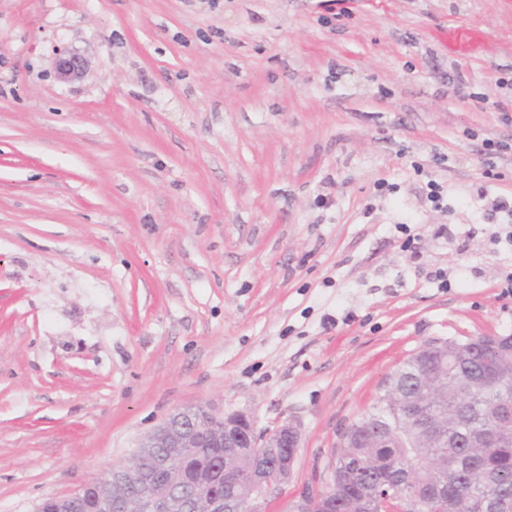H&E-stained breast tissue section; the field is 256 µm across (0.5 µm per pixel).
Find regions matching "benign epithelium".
<instances>
[{
  "label": "benign epithelium",
  "instance_id": "7a95c632",
  "mask_svg": "<svg viewBox=\"0 0 512 512\" xmlns=\"http://www.w3.org/2000/svg\"><path fill=\"white\" fill-rule=\"evenodd\" d=\"M85 61L77 54L63 52L56 61V76L71 81L82 76ZM299 428L292 422L282 424L271 433H259L253 418L244 411L216 414L207 407H189L170 413L161 424L141 436L134 454L125 463L107 470L101 482H88L99 507L128 512L136 503L140 512H228L224 496L203 491L206 481L189 483L179 479L180 470L167 455H156L158 448H173L182 458L195 456L202 448H226L221 461L224 484L240 482V473L229 460L244 446L253 449L247 470V487L251 493L238 498L237 512H266L268 495L287 483L293 474L300 448ZM276 480H271L269 470ZM341 484L331 483L321 489L307 488L296 496L287 512H336V495ZM73 495L49 496L37 512H72ZM417 505L405 495L403 485H390L377 503L379 512H414Z\"/></svg>",
  "mask_w": 512,
  "mask_h": 512
}]
</instances>
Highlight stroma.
Listing matches in <instances>:
<instances>
[{
	"label": "stroma",
	"mask_w": 512,
	"mask_h": 512,
	"mask_svg": "<svg viewBox=\"0 0 512 512\" xmlns=\"http://www.w3.org/2000/svg\"><path fill=\"white\" fill-rule=\"evenodd\" d=\"M491 140L512 0H0V512L196 406L299 427L267 512L325 487L412 353L512 335ZM56 76L62 81L80 78L85 70V61L77 54L60 53L56 61Z\"/></svg>",
	"instance_id": "obj_1"
}]
</instances>
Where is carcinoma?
Listing matches in <instances>:
<instances>
[{"mask_svg":"<svg viewBox=\"0 0 512 512\" xmlns=\"http://www.w3.org/2000/svg\"><path fill=\"white\" fill-rule=\"evenodd\" d=\"M506 344L490 338L479 351L466 360L440 350L451 351L448 340L431 341L404 360L388 377L384 394L373 410L353 420L347 430L361 431V441H342L336 449L334 469L354 465L362 473L361 480L344 488L337 498V512H358L359 503L377 486L396 478L399 466L409 464L412 491L421 497L428 494L435 476L444 478L441 496L432 512H448L449 504L458 496H471V512H489L502 496L512 498V441L500 440L489 448H468L465 437L483 428L488 415L500 403H512V376L497 383L494 377L502 371L512 373V354L503 351ZM432 374V392L444 409L448 428L456 437L441 448L428 429L411 430L398 448H377V422L391 425L403 422L408 406L398 396L413 392L427 374ZM222 448H207L184 465V474L195 479L207 472Z\"/></svg>","mask_w":512,"mask_h":512,"instance_id":"cac0c4a2","label":"carcinoma"}]
</instances>
